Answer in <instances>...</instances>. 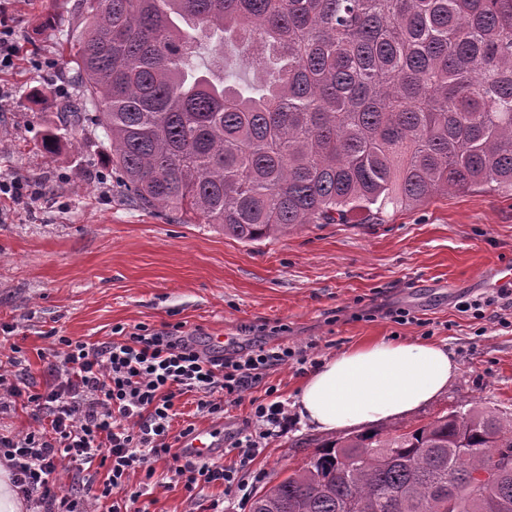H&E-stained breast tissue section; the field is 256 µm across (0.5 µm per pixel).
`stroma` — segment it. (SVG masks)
I'll return each instance as SVG.
<instances>
[{
  "label": "stroma",
  "instance_id": "35a3bbf8",
  "mask_svg": "<svg viewBox=\"0 0 512 512\" xmlns=\"http://www.w3.org/2000/svg\"><path fill=\"white\" fill-rule=\"evenodd\" d=\"M16 55L0 70V180L36 197L0 196V323L13 325L33 377L55 336L103 342L112 329L181 326L200 347L213 337L231 352L258 342L312 344L305 365L268 371L262 384L226 404L223 417L177 402L174 429H212L231 440L253 417L266 387L292 402L325 358L370 339L446 345L459 366L447 392L418 420L472 399L512 415V326L460 312L463 300L491 294L478 274L512 265V196L482 188L435 196L375 224L353 212L345 224H305L287 236L245 243L177 212H149L124 197L97 131L61 138L82 101L62 43L78 24L79 0H5ZM42 97H33V90ZM410 311L400 324L392 310ZM321 433L293 424L245 464L251 494L304 465ZM210 487L188 498L182 486L154 492L150 512H251L252 501Z\"/></svg>",
  "mask_w": 512,
  "mask_h": 512
}]
</instances>
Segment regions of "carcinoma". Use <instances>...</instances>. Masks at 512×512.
Segmentation results:
<instances>
[{
	"label": "carcinoma",
	"mask_w": 512,
	"mask_h": 512,
	"mask_svg": "<svg viewBox=\"0 0 512 512\" xmlns=\"http://www.w3.org/2000/svg\"><path fill=\"white\" fill-rule=\"evenodd\" d=\"M68 63L123 192L244 242L512 196V0H81ZM234 47L272 81L227 84ZM512 418L330 439L251 512H512ZM486 472L480 495L474 475Z\"/></svg>",
	"instance_id": "1"
}]
</instances>
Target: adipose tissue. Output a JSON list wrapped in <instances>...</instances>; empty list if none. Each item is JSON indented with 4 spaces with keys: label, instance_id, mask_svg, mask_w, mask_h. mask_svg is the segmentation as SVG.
I'll return each instance as SVG.
<instances>
[{
    "label": "adipose tissue",
    "instance_id": "obj_1",
    "mask_svg": "<svg viewBox=\"0 0 512 512\" xmlns=\"http://www.w3.org/2000/svg\"><path fill=\"white\" fill-rule=\"evenodd\" d=\"M457 372L444 346L378 339L324 359L303 380L292 407L315 432L368 429L435 399Z\"/></svg>",
    "mask_w": 512,
    "mask_h": 512
}]
</instances>
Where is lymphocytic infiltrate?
<instances>
[{
    "label": "lymphocytic infiltrate",
    "mask_w": 512,
    "mask_h": 512,
    "mask_svg": "<svg viewBox=\"0 0 512 512\" xmlns=\"http://www.w3.org/2000/svg\"><path fill=\"white\" fill-rule=\"evenodd\" d=\"M58 352L45 366L43 386L30 381L19 345H12L14 370L0 371V414L16 403L29 408L38 427L26 433H0V462L30 512H90L106 501L108 512H148L141 505L146 488L130 489V478H153L158 461L171 462V480L189 495L220 485L246 491L240 468L185 459L170 440L175 400L198 394L201 411L220 416L225 398L259 383L267 370L302 358L285 344L259 343L231 354L198 348L177 329L114 327L107 341L88 343L58 337ZM270 400L254 408V428L230 444L241 461L266 450V441L287 434L292 420L285 403ZM76 471L105 469L101 484L86 481L60 489L61 464Z\"/></svg>",
    "instance_id": "f902f5d3"
}]
</instances>
